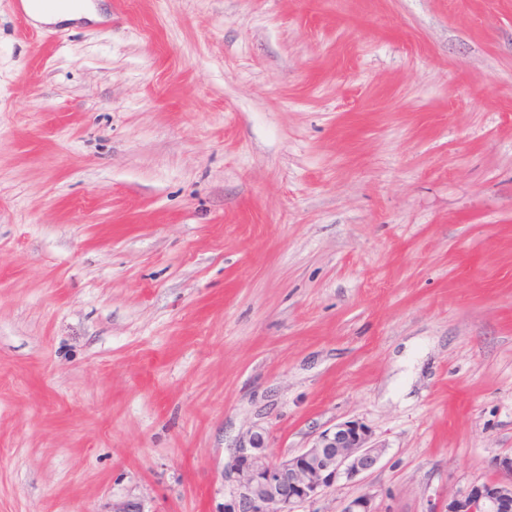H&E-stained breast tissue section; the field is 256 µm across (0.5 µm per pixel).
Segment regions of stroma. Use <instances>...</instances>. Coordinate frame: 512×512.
Returning <instances> with one entry per match:
<instances>
[{"instance_id": "stroma-1", "label": "stroma", "mask_w": 512, "mask_h": 512, "mask_svg": "<svg viewBox=\"0 0 512 512\" xmlns=\"http://www.w3.org/2000/svg\"><path fill=\"white\" fill-rule=\"evenodd\" d=\"M0 0V512H429L512 454V0ZM23 8L34 21L43 24L73 21L83 17L98 19L97 12L86 3L61 5L54 10H44L34 3H24ZM264 432L239 440L224 466V512H296L341 478L352 481L374 470L385 448L358 420L322 431L311 447L273 459Z\"/></svg>"}]
</instances>
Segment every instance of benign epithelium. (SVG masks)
<instances>
[{"label":"benign epithelium","mask_w":512,"mask_h":512,"mask_svg":"<svg viewBox=\"0 0 512 512\" xmlns=\"http://www.w3.org/2000/svg\"><path fill=\"white\" fill-rule=\"evenodd\" d=\"M267 436L254 432L239 440L224 466V512H296L336 481L367 474L379 464L385 448L372 443V432L358 420L322 431L311 447L273 459ZM498 476L473 484L429 512H512V455L494 462ZM339 512H376L367 493L346 499Z\"/></svg>","instance_id":"1"}]
</instances>
